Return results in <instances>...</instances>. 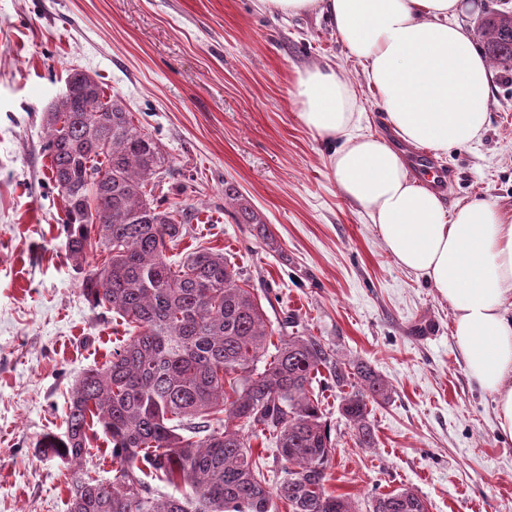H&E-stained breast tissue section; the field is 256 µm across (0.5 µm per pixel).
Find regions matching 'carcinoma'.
Wrapping results in <instances>:
<instances>
[{
  "label": "carcinoma",
  "mask_w": 512,
  "mask_h": 512,
  "mask_svg": "<svg viewBox=\"0 0 512 512\" xmlns=\"http://www.w3.org/2000/svg\"><path fill=\"white\" fill-rule=\"evenodd\" d=\"M491 64L512 65V19L489 11L479 31ZM45 113L51 179L65 203L67 258L82 293L122 319L129 338L71 387L66 428L39 451L71 472L68 512H359L326 488L336 452L314 383L342 393L358 448H373L371 407L389 399L369 365L344 362L311 336L275 334L266 291L210 247L167 256L189 208L154 204L167 160L133 124L125 101L81 71ZM103 254L89 265L90 255ZM263 366H258V363ZM112 445V478L88 474L89 431ZM275 446L283 478L272 488L246 432ZM175 488L158 496L144 476ZM370 512H428L409 488L373 498Z\"/></svg>",
  "instance_id": "cac0c4a2"
}]
</instances>
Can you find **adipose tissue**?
Returning <instances> with one entry per match:
<instances>
[{
    "mask_svg": "<svg viewBox=\"0 0 512 512\" xmlns=\"http://www.w3.org/2000/svg\"><path fill=\"white\" fill-rule=\"evenodd\" d=\"M258 4L285 16L326 14L407 144L444 155L483 135L490 69L474 38L448 22L468 10L467 0ZM295 92L305 124L340 142L330 155L339 191L368 215L397 265L451 306L467 374L493 397L496 428L512 439V214L487 199L446 208L387 141L361 134L354 91L332 67L300 73Z\"/></svg>",
    "mask_w": 512,
    "mask_h": 512,
    "instance_id": "obj_1",
    "label": "adipose tissue"
}]
</instances>
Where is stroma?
<instances>
[{"instance_id": "35a3bbf8", "label": "stroma", "mask_w": 512, "mask_h": 512, "mask_svg": "<svg viewBox=\"0 0 512 512\" xmlns=\"http://www.w3.org/2000/svg\"><path fill=\"white\" fill-rule=\"evenodd\" d=\"M333 65L353 87L360 131L401 156L362 65L326 15L282 17L256 0H0V512H67L68 474L37 448L65 428L69 392L125 339L121 319L93 307L66 258L64 202L44 152L43 114L77 68L121 96L155 138L168 170L155 199L192 205L174 258L203 245L266 289L272 325L313 336L389 384L359 448L337 389L322 406L336 452L328 490L369 512L406 487L428 512H507L512 439L473 385L452 335L453 311L398 266L368 215L336 186L323 137L300 117L298 72ZM480 141L435 161L451 178L447 207L491 199L512 211V69L492 71ZM235 189L273 240L251 235L227 204ZM437 328L420 340L423 323Z\"/></svg>"}]
</instances>
